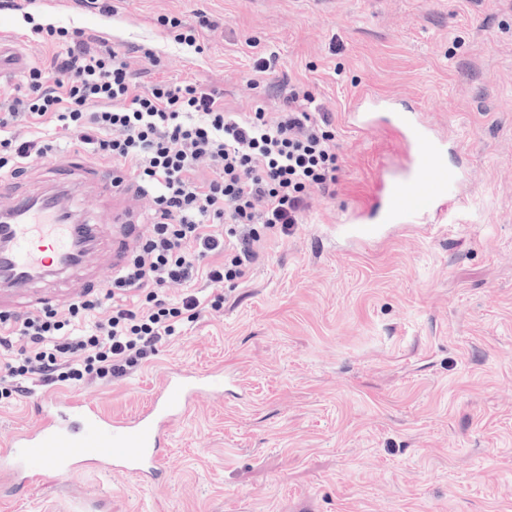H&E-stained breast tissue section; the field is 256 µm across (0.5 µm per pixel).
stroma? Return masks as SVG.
<instances>
[{"mask_svg":"<svg viewBox=\"0 0 512 512\" xmlns=\"http://www.w3.org/2000/svg\"><path fill=\"white\" fill-rule=\"evenodd\" d=\"M202 14L213 27L197 50L161 24ZM49 24L126 52L139 90L201 83L240 116L280 111L277 85H303L331 117L339 171L303 224L262 243L251 278L225 283L223 310L123 379L49 386L122 420L170 368L226 370L233 393L190 404L161 478L87 465L34 489L0 471V512H512V0H35L0 10V41L43 63L56 48L36 29ZM362 93L418 103L466 154L447 223L331 235L379 165L401 160L385 128L346 124ZM68 206L98 237L84 264L38 281L61 306L110 279L114 210L138 216L134 241L149 202L128 178L117 199L86 184ZM40 424L34 395L0 401V449Z\"/></svg>","mask_w":512,"mask_h":512,"instance_id":"35a3bbf8","label":"stroma"}]
</instances>
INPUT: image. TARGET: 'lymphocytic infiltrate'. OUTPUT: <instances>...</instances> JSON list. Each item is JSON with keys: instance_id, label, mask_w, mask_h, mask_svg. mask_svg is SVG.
Returning <instances> with one entry per match:
<instances>
[{"instance_id": "f902f5d3", "label": "lymphocytic infiltrate", "mask_w": 512, "mask_h": 512, "mask_svg": "<svg viewBox=\"0 0 512 512\" xmlns=\"http://www.w3.org/2000/svg\"><path fill=\"white\" fill-rule=\"evenodd\" d=\"M44 39L66 49L0 100V171L20 176L65 145L126 167L152 206L104 289L62 309L0 312V400L30 384L130 374L179 324L223 309L221 289L256 265L261 231L285 235L302 223L338 170L331 121L300 86H289L285 111L241 118L198 83L138 92L112 47L70 41L51 25ZM172 285L187 289L176 303L161 296Z\"/></svg>"}]
</instances>
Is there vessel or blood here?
Wrapping results in <instances>:
<instances>
[{"mask_svg":"<svg viewBox=\"0 0 512 512\" xmlns=\"http://www.w3.org/2000/svg\"><path fill=\"white\" fill-rule=\"evenodd\" d=\"M26 65L18 48L0 45V78ZM355 131L377 123L390 126L404 151L399 167L382 165L366 209L344 216L334 224L337 237L364 241L382 237L398 224H443L448 212L461 201L464 173L444 161L445 142L425 113L406 108L395 99L365 94L347 113ZM68 169L85 176L105 197L116 194L117 184L100 175L80 155L68 158ZM74 185H54L36 197L16 198L0 215V265L10 269L0 288L13 296L30 294L35 281L60 273L76 262L75 225L65 223L57 208L73 194ZM233 381L224 372L170 369L161 389L133 418L115 420L77 401L59 403L43 394L37 401L40 427L13 439L0 460L20 480L32 487L41 484L49 469L96 462L125 471L144 485L151 484L161 468L159 448L190 402L200 394L220 399Z\"/></svg>","mask_w":512,"mask_h":512,"instance_id":"vessel-or-blood-1","label":"vessel or blood"}]
</instances>
